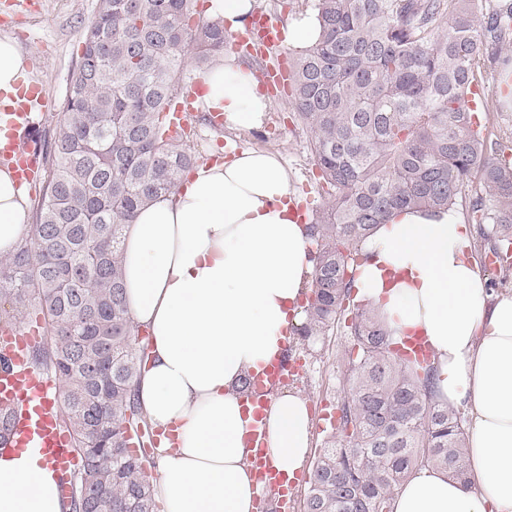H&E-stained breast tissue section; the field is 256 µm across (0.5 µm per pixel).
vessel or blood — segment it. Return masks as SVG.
<instances>
[{"label": "vessel or blood", "instance_id": "b4317fda", "mask_svg": "<svg viewBox=\"0 0 512 512\" xmlns=\"http://www.w3.org/2000/svg\"><path fill=\"white\" fill-rule=\"evenodd\" d=\"M258 27H246L231 34L229 46L235 51L266 59L277 54L276 64H266L259 79L268 90L285 89L291 83V70L286 56L280 55L281 29L269 14L259 16ZM51 101L37 85H29L17 92L8 108L7 125L10 129L6 143H0V167L11 169L19 184L37 186L42 177L41 152L30 139L36 113L48 111ZM37 340L36 334L13 329L0 335V356L6 360L0 366V408L11 412L13 420L8 431L0 435V446L17 450L35 448L45 457L59 477L60 492L69 495V479L76 471L79 457L72 446V438L63 425L61 406L57 399L53 376L35 369L29 349ZM300 365L286 364L276 358L261 371L254 373L246 401L253 410V423L246 440L254 453L252 471L262 494L257 499L258 512H265L269 499H276L278 512H292L293 491L286 477L265 457L267 434L263 422L271 390L299 374Z\"/></svg>", "mask_w": 512, "mask_h": 512}]
</instances>
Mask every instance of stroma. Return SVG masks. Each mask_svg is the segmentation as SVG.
Listing matches in <instances>:
<instances>
[{"label": "stroma", "instance_id": "stroma-1", "mask_svg": "<svg viewBox=\"0 0 512 512\" xmlns=\"http://www.w3.org/2000/svg\"><path fill=\"white\" fill-rule=\"evenodd\" d=\"M37 12L24 13L17 20L0 24V36L16 38L20 45L29 78L39 82L53 100L48 112L36 115V135L52 137L58 112L63 104L67 81L83 48V29L93 18L96 0H37ZM291 97L270 98L260 128L242 132L232 127L216 131L208 127L201 112L188 117L194 129L193 144L199 163H208L214 153L232 158L248 149H261L279 155L290 176V190L308 210L324 203L320 172L315 166L308 135L292 116ZM294 360L303 364L304 372L291 388L301 393L312 418L309 456L317 458L338 418V407L348 396V367L357 355L345 327L338 326L328 335L309 340L292 339Z\"/></svg>", "mask_w": 512, "mask_h": 512}]
</instances>
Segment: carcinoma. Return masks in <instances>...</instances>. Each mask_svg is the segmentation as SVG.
<instances>
[{"label": "carcinoma", "mask_w": 512, "mask_h": 512, "mask_svg": "<svg viewBox=\"0 0 512 512\" xmlns=\"http://www.w3.org/2000/svg\"><path fill=\"white\" fill-rule=\"evenodd\" d=\"M475 0H314L317 41L292 64L295 119L309 134L325 205L312 299L296 329L330 331L350 298L360 246L396 210L453 211L479 177L477 223L492 225L499 274L512 270V159L472 130L470 86L512 67V3L484 16ZM194 0H97L83 31L46 157L25 242L0 257V301L11 326L33 307L44 342L33 362L54 374L81 466L69 512H157L128 427L143 411L141 358L122 288L120 237L138 210L175 189L197 157L167 139L164 107L187 61L203 71L224 52V19L191 23ZM360 351L336 432L315 460L305 512H392L417 467L466 481L460 416L434 398V367L399 359L367 305L349 325Z\"/></svg>", "instance_id": "carcinoma-1"}]
</instances>
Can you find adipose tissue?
I'll list each match as a JSON object with an SVG mask.
<instances>
[{"label": "adipose tissue", "mask_w": 512, "mask_h": 512, "mask_svg": "<svg viewBox=\"0 0 512 512\" xmlns=\"http://www.w3.org/2000/svg\"><path fill=\"white\" fill-rule=\"evenodd\" d=\"M203 100L232 127L261 125L267 110L235 54L200 78ZM26 198L0 170V254L28 237ZM473 229L456 213L407 209L363 244L358 287L390 337L425 336L435 397L470 412L468 478L421 467L393 512H512V293L490 295L471 253ZM124 298L151 342L135 392L150 423L172 431L157 450L154 486L164 512H253L247 464L252 421L241 380L283 355L314 268L313 242L295 217L278 158L249 149L196 166L125 225ZM265 421L272 464L295 475L306 462L305 397H271ZM0 512H61L54 472L36 449H0Z\"/></svg>", "instance_id": "obj_1"}]
</instances>
